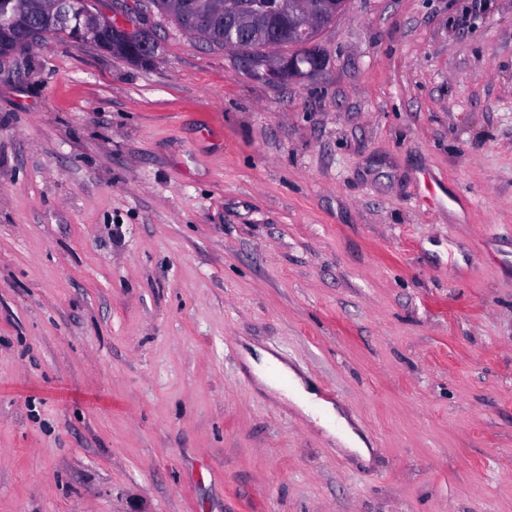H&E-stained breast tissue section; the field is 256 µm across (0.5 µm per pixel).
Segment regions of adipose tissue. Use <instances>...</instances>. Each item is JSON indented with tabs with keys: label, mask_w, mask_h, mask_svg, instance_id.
I'll use <instances>...</instances> for the list:
<instances>
[{
	"label": "adipose tissue",
	"mask_w": 512,
	"mask_h": 512,
	"mask_svg": "<svg viewBox=\"0 0 512 512\" xmlns=\"http://www.w3.org/2000/svg\"><path fill=\"white\" fill-rule=\"evenodd\" d=\"M244 360L259 385L292 402L329 434L335 436L342 447L360 457L362 461H369L370 450L347 416L333 403L321 399L315 386L293 367L285 364L273 352L259 347L245 352Z\"/></svg>",
	"instance_id": "ef3b65f1"
}]
</instances>
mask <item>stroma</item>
Masks as SVG:
<instances>
[{"label": "stroma", "instance_id": "obj_1", "mask_svg": "<svg viewBox=\"0 0 512 512\" xmlns=\"http://www.w3.org/2000/svg\"><path fill=\"white\" fill-rule=\"evenodd\" d=\"M146 25L0 59V512H512V0H349L289 82ZM244 360L259 385L296 405L335 436L342 448H347L362 461L370 460V448L354 430L347 416L333 403L321 399L315 386L293 367L285 364L273 352L259 347L244 351Z\"/></svg>", "mask_w": 512, "mask_h": 512}]
</instances>
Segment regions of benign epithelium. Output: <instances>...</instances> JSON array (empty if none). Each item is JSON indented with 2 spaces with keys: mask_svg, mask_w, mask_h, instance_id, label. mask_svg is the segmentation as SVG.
<instances>
[{
  "mask_svg": "<svg viewBox=\"0 0 512 512\" xmlns=\"http://www.w3.org/2000/svg\"><path fill=\"white\" fill-rule=\"evenodd\" d=\"M346 7V0H269L267 9L254 13L240 22L242 29L250 34L264 32L272 42L280 41L265 27L271 14L289 18L288 42L307 44L319 26L336 19ZM17 0H0V57L33 46L46 36L49 24L41 19L37 22L19 23L15 18ZM48 18L67 31L72 42H97L101 49L111 54L132 56L141 62L154 60L158 47L154 38L143 33L134 44L128 41L131 31L112 26V14L103 10L98 0H50ZM258 70L268 80L289 81L308 78L320 71L324 59L319 53L306 57L287 56L280 53L261 58Z\"/></svg>",
  "mask_w": 512,
  "mask_h": 512,
  "instance_id": "1",
  "label": "benign epithelium"
}]
</instances>
